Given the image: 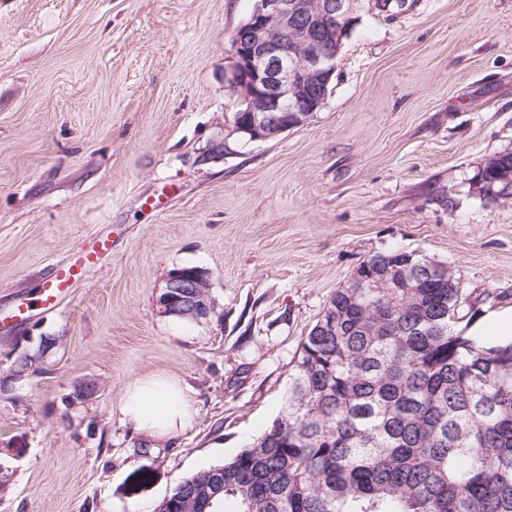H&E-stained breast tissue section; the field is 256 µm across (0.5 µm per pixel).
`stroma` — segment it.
Returning a JSON list of instances; mask_svg holds the SVG:
<instances>
[{
  "label": "stroma",
  "mask_w": 512,
  "mask_h": 512,
  "mask_svg": "<svg viewBox=\"0 0 512 512\" xmlns=\"http://www.w3.org/2000/svg\"><path fill=\"white\" fill-rule=\"evenodd\" d=\"M253 5L0 0V311L112 237L55 311L0 329V512H155L280 415L302 338L377 252L419 251L473 307L512 309V195L475 189L512 151V0L359 11L325 106L249 142L225 70ZM184 266L214 310L179 332L157 299ZM155 373L197 399L161 439L120 413Z\"/></svg>",
  "instance_id": "1"
}]
</instances>
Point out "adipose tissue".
Segmentation results:
<instances>
[{"label": "adipose tissue", "instance_id": "ef3b65f1", "mask_svg": "<svg viewBox=\"0 0 512 512\" xmlns=\"http://www.w3.org/2000/svg\"><path fill=\"white\" fill-rule=\"evenodd\" d=\"M120 411L124 420L138 431L162 438L191 426L195 392L178 378L153 374L128 388Z\"/></svg>", "mask_w": 512, "mask_h": 512}]
</instances>
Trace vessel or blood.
Listing matches in <instances>:
<instances>
[{
  "mask_svg": "<svg viewBox=\"0 0 512 512\" xmlns=\"http://www.w3.org/2000/svg\"><path fill=\"white\" fill-rule=\"evenodd\" d=\"M112 253V239L108 236L96 238L79 255L69 258L51 268V273L39 289L34 303H19L15 309V321L30 318L33 309L42 312L55 310L60 298L81 280L86 272L102 263Z\"/></svg>",
  "mask_w": 512,
  "mask_h": 512,
  "instance_id": "obj_1",
  "label": "vessel or blood"
}]
</instances>
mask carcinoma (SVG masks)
I'll use <instances>...</instances> for the list:
<instances>
[{
	"label": "carcinoma",
	"instance_id": "obj_1",
	"mask_svg": "<svg viewBox=\"0 0 512 512\" xmlns=\"http://www.w3.org/2000/svg\"><path fill=\"white\" fill-rule=\"evenodd\" d=\"M485 196L509 194L500 170ZM433 266L432 275L425 265ZM338 288L291 361L282 414L222 464L182 478L176 512H512V342L487 346L457 327L453 270L417 251L371 255Z\"/></svg>",
	"mask_w": 512,
	"mask_h": 512
}]
</instances>
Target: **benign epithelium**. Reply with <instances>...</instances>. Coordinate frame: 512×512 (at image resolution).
Wrapping results in <instances>:
<instances>
[{
    "label": "benign epithelium",
    "mask_w": 512,
    "mask_h": 512,
    "mask_svg": "<svg viewBox=\"0 0 512 512\" xmlns=\"http://www.w3.org/2000/svg\"><path fill=\"white\" fill-rule=\"evenodd\" d=\"M409 0H378L374 10L395 19ZM354 0H255L236 30L227 76L239 101L231 133L249 141L270 140L298 118L321 110L336 71V21L351 18ZM205 271L175 269L158 298L165 317L194 321L209 316Z\"/></svg>",
    "instance_id": "7a95c632"
}]
</instances>
